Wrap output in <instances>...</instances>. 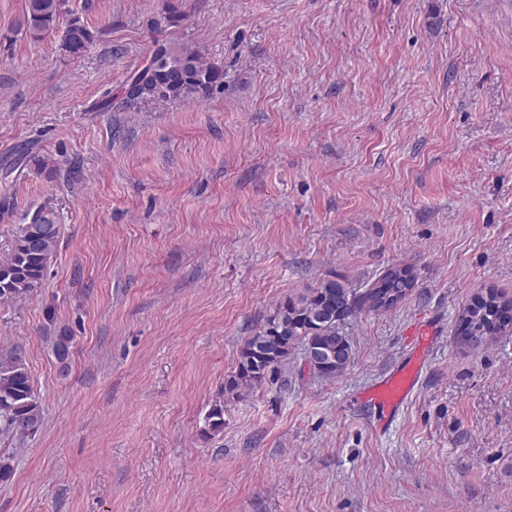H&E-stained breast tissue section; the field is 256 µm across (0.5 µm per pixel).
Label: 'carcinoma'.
I'll return each mask as SVG.
<instances>
[{"mask_svg": "<svg viewBox=\"0 0 512 512\" xmlns=\"http://www.w3.org/2000/svg\"><path fill=\"white\" fill-rule=\"evenodd\" d=\"M64 0H25L24 22L30 37L39 40L56 25ZM95 39V33L79 18L70 21L63 35V49L73 57L82 56ZM220 69L204 64L188 48L162 43L152 51L149 62L126 81L124 94L130 101L153 99L162 94L172 99L204 100L220 87ZM43 171L51 167L45 156L22 152L15 167ZM59 225L49 212H40L30 224L18 226L8 258L0 261V300L16 301L41 287L49 260L58 246ZM346 288L324 280L298 301L288 299L251 336L240 350L237 370L225 383L233 392L262 383L281 361L280 354L297 344L315 339L336 346V330L326 326L336 309L344 305ZM512 321V313L500 306L493 294L476 305L472 317L457 319L458 335L471 337L478 346L493 341L497 326ZM42 420L29 373L18 355L0 356V434L24 438L36 432Z\"/></svg>", "mask_w": 512, "mask_h": 512, "instance_id": "obj_1", "label": "carcinoma"}]
</instances>
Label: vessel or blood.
<instances>
[{
    "label": "vessel or blood",
    "instance_id": "obj_1",
    "mask_svg": "<svg viewBox=\"0 0 512 512\" xmlns=\"http://www.w3.org/2000/svg\"><path fill=\"white\" fill-rule=\"evenodd\" d=\"M435 338L429 328H422L414 338L415 349L407 359L393 369L382 381L366 393L377 411L374 428L386 432L401 408L414 393L423 369L428 363V353Z\"/></svg>",
    "mask_w": 512,
    "mask_h": 512
}]
</instances>
